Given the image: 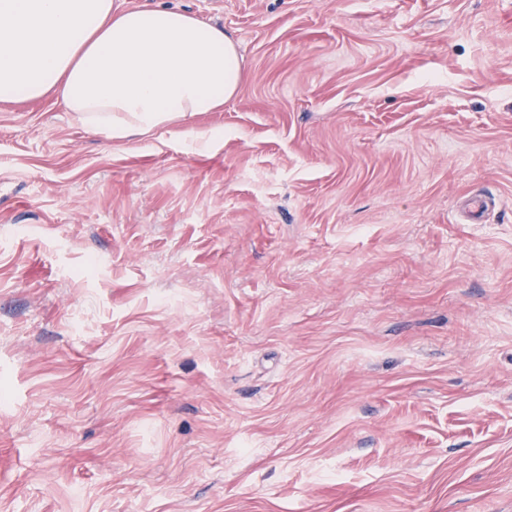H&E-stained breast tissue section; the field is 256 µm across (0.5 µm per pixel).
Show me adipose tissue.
I'll return each instance as SVG.
<instances>
[{
    "instance_id": "1",
    "label": "adipose tissue",
    "mask_w": 512,
    "mask_h": 512,
    "mask_svg": "<svg viewBox=\"0 0 512 512\" xmlns=\"http://www.w3.org/2000/svg\"><path fill=\"white\" fill-rule=\"evenodd\" d=\"M241 80L235 40L176 8L0 0L1 103L53 96L127 138L222 107Z\"/></svg>"
}]
</instances>
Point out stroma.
<instances>
[{"label": "stroma", "instance_id": "stroma-1", "mask_svg": "<svg viewBox=\"0 0 512 512\" xmlns=\"http://www.w3.org/2000/svg\"><path fill=\"white\" fill-rule=\"evenodd\" d=\"M158 2L217 111L0 103V512H512V0Z\"/></svg>", "mask_w": 512, "mask_h": 512}]
</instances>
